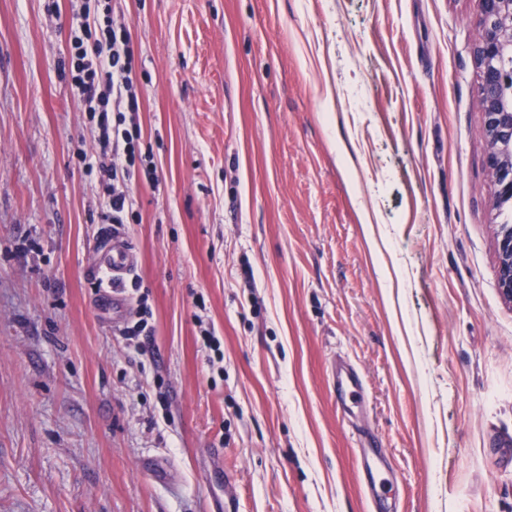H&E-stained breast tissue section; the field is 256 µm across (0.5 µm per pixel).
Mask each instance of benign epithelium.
<instances>
[{
  "mask_svg": "<svg viewBox=\"0 0 512 512\" xmlns=\"http://www.w3.org/2000/svg\"><path fill=\"white\" fill-rule=\"evenodd\" d=\"M478 37L473 57L479 72V106L487 141L486 167L493 199L512 196V104L502 101L500 72L492 62L512 57V0H477ZM496 280L500 296L512 303V225H498Z\"/></svg>",
  "mask_w": 512,
  "mask_h": 512,
  "instance_id": "benign-epithelium-1",
  "label": "benign epithelium"
}]
</instances>
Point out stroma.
Masks as SVG:
<instances>
[{"label":"stroma","mask_w":512,"mask_h":512,"mask_svg":"<svg viewBox=\"0 0 512 512\" xmlns=\"http://www.w3.org/2000/svg\"><path fill=\"white\" fill-rule=\"evenodd\" d=\"M81 4L0 0V512H512L476 0H110L159 186L106 308ZM331 376L336 391V403L348 409V402L355 404L358 400L362 389L361 377L353 370H336V366L332 367Z\"/></svg>","instance_id":"stroma-1"}]
</instances>
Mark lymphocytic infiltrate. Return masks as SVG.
<instances>
[{"label": "lymphocytic infiltrate", "instance_id": "f902f5d3", "mask_svg": "<svg viewBox=\"0 0 512 512\" xmlns=\"http://www.w3.org/2000/svg\"><path fill=\"white\" fill-rule=\"evenodd\" d=\"M75 19L67 80L98 132L101 155L100 162H85L84 168L100 181L116 182L103 218L123 224L135 214L133 186L158 181L155 166L142 153L139 125L126 119L140 109L131 38L111 16H99L90 8Z\"/></svg>", "mask_w": 512, "mask_h": 512}]
</instances>
